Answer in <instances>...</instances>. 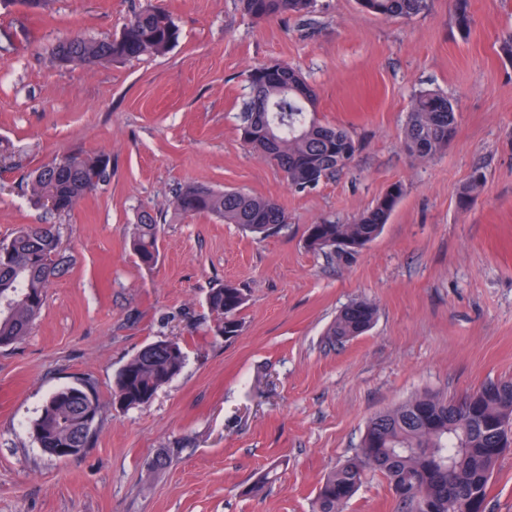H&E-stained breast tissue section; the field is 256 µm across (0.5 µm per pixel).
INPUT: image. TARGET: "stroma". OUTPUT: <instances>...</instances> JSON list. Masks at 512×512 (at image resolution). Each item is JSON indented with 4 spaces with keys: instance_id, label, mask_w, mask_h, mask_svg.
I'll list each match as a JSON object with an SVG mask.
<instances>
[{
    "instance_id": "1",
    "label": "stroma",
    "mask_w": 512,
    "mask_h": 512,
    "mask_svg": "<svg viewBox=\"0 0 512 512\" xmlns=\"http://www.w3.org/2000/svg\"><path fill=\"white\" fill-rule=\"evenodd\" d=\"M153 3L178 25L159 57L63 66V40L107 39ZM456 0L384 20L358 0H317L306 17L256 23L238 0H52L44 13L0 9V240L55 225L63 263L30 333L0 348V512H312L323 476L358 448L379 412L424 394L458 397L512 379V63L497 40L512 0ZM298 67L317 118L355 141L349 170L292 190L241 137L246 76ZM438 91L457 131L429 160L403 147L412 96ZM109 156L110 176L60 215L31 206L26 178L75 150ZM484 181L470 208L458 194ZM275 200L289 222L266 237L207 215L175 216L188 182ZM403 196L359 253L310 251V225L350 223L393 185ZM160 223L159 260L139 266L128 231L141 208ZM231 281L244 330L211 336V289ZM378 308L346 343L328 329L351 301ZM179 341L181 373L143 408L112 405L117 370L146 344ZM94 383L93 444L58 459L32 424L49 396ZM169 453V463L153 459ZM276 480L252 487L268 468ZM367 472L342 512H396ZM486 512H512V448Z\"/></svg>"
}]
</instances>
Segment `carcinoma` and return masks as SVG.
Segmentation results:
<instances>
[{"label":"carcinoma","instance_id":"obj_1","mask_svg":"<svg viewBox=\"0 0 512 512\" xmlns=\"http://www.w3.org/2000/svg\"><path fill=\"white\" fill-rule=\"evenodd\" d=\"M315 0H240L255 22L312 12ZM379 18H413L429 11L432 0H359ZM180 30L162 7L149 4L108 40L75 37L58 44L55 57L72 65L94 66L140 56H162L179 41ZM247 81L254 95L242 117L244 142L285 174L298 192L347 169L356 146L346 130L326 125L315 116L317 94L299 70L279 63L252 69ZM457 129V106L448 96L430 90L416 93L404 129V143L424 160L443 151ZM105 154L73 153L29 174L30 203L50 206L65 214L96 192L109 177ZM480 174L459 192L458 203L470 206L481 187ZM403 195L395 184L353 222L324 220L308 228L306 246L314 252L349 257L373 242L388 223ZM179 216L208 214L237 224L245 231L267 236L288 223V213L274 200L241 190L217 191L198 183L181 186L172 202ZM160 226L146 207L140 209L130 237L140 265L151 269L159 257ZM354 243L336 250V242ZM58 236L52 224H20L10 238L0 241V347L24 338L40 313L47 288L60 264ZM246 295L227 282L213 289L207 304L214 314L212 334L226 340L239 336ZM375 306L356 300L345 306L329 335L340 344L367 332L375 322ZM180 343L157 340L144 346L116 373L112 398L127 400L125 409L143 407L184 367ZM99 416L94 386H66L55 391L34 421L39 446L84 448L93 433L87 411ZM512 444V381L490 382L457 399L437 395L412 398L368 422L359 448L327 473L313 501V512H341L363 476L377 470L390 482L398 512H472L473 503L486 504L487 492L499 458Z\"/></svg>","mask_w":512,"mask_h":512}]
</instances>
